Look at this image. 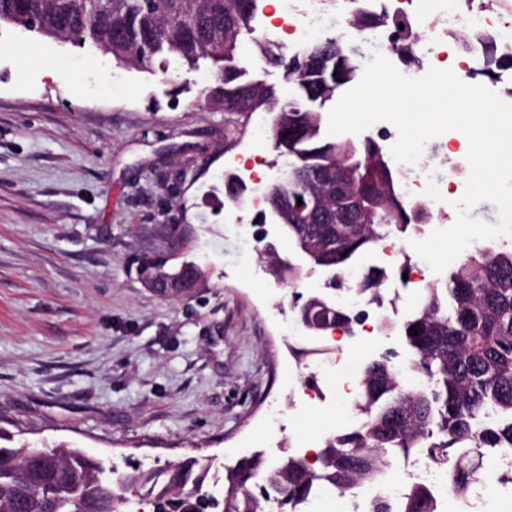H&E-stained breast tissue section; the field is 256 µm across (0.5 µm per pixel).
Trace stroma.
<instances>
[{"instance_id":"stroma-1","label":"stroma","mask_w":512,"mask_h":512,"mask_svg":"<svg viewBox=\"0 0 512 512\" xmlns=\"http://www.w3.org/2000/svg\"><path fill=\"white\" fill-rule=\"evenodd\" d=\"M50 63L61 78L43 76ZM211 83L206 62L168 83L0 29V430L13 445L120 468L206 458L218 495L236 448L273 461L340 421L334 402L295 395L333 342L284 332L291 300L246 243L255 213L224 203L246 158L281 174L272 116L208 106ZM146 254L197 263L204 286L163 300L139 280ZM397 277L381 292L399 324L420 294Z\"/></svg>"}]
</instances>
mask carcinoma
Masks as SVG:
<instances>
[{
  "mask_svg": "<svg viewBox=\"0 0 512 512\" xmlns=\"http://www.w3.org/2000/svg\"><path fill=\"white\" fill-rule=\"evenodd\" d=\"M346 12L353 29L380 27L387 16L356 5ZM258 0H0V27L36 37L92 47L116 64L169 80L171 64L194 70L202 61L213 68V85L204 91L208 104L226 112L273 115L270 140L288 158L287 169L266 190V209L288 202L285 236L305 256L283 260L260 249L271 275L300 281L305 267L328 274L323 291L304 296L296 306L306 333L317 338L336 327L354 332L359 316L340 301L343 293L382 301L384 271L368 266L350 277L360 257L390 237L419 229L424 209L400 191L384 145L368 137L333 140L323 132L321 109L336 91L352 82L362 53L326 34L290 57L275 51L276 41L262 31ZM271 66L282 67L295 93L287 99L275 87L246 79L244 38ZM348 182L361 209L351 214L332 202L336 183ZM224 197L246 204L242 183L224 179ZM302 204H297V199ZM189 262L167 266L146 260L142 276L163 299L168 288L185 279ZM417 329V333L410 329ZM415 383L380 356L362 367L353 408L364 416L357 428L326 437L318 465L298 466L287 454L274 465L263 453L239 457L224 467L246 476L232 496L206 491L212 464L195 457L160 471L139 466L104 476L102 462L75 448L0 445V512H131L130 504L149 512H268L271 493L288 495L290 512L319 484L340 493L381 479L400 457L420 452L447 461L448 484L464 494L484 480L483 458L512 447V246L482 244L450 267L446 279L424 289L415 311L401 324ZM372 512H434L429 493L413 485L398 510L383 501Z\"/></svg>",
  "mask_w": 512,
  "mask_h": 512,
  "instance_id": "cac0c4a2",
  "label": "carcinoma"
}]
</instances>
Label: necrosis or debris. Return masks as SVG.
Here are the masks:
<instances>
[{
    "instance_id": "4bbe7bcc",
    "label": "necrosis or debris",
    "mask_w": 512,
    "mask_h": 512,
    "mask_svg": "<svg viewBox=\"0 0 512 512\" xmlns=\"http://www.w3.org/2000/svg\"><path fill=\"white\" fill-rule=\"evenodd\" d=\"M376 10L388 15V26L374 32L361 34L360 39L379 51L393 65H401L399 54L393 50L397 37H404L419 55L422 70L440 67L445 63L443 44L449 33L461 22H469L478 32L479 40L473 41L457 60L465 81H473L484 67V39H492L499 54L512 55V7L501 12L486 7L484 0H472L461 6L459 0H372ZM327 0H305L302 12H295L290 0H283L280 11L270 13L269 22L280 28L284 35H295L298 29L329 33L336 22L326 8ZM465 176L458 167L449 168L447 174H432L428 162H421L413 178L407 183L410 201L423 204L424 223L440 220L448 201L449 185H465ZM402 477L427 487L438 506L447 505L454 494L448 485L447 465L433 462L424 456L407 458L401 465ZM400 479L380 480L365 491L336 498V512H370L374 500L397 501L401 496ZM512 481V448L500 450L489 481L472 487L470 507L477 512H512V496L503 497L501 488L505 481Z\"/></svg>"
}]
</instances>
